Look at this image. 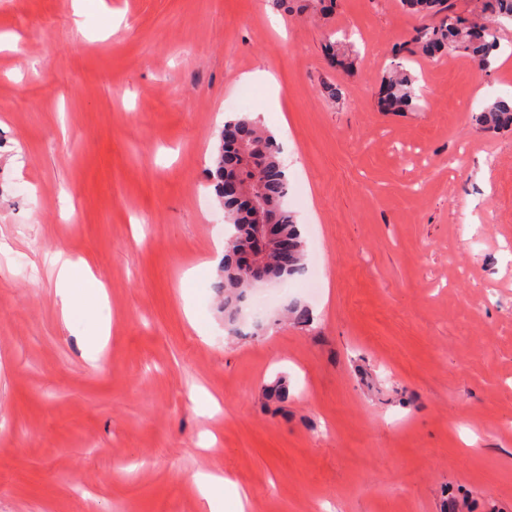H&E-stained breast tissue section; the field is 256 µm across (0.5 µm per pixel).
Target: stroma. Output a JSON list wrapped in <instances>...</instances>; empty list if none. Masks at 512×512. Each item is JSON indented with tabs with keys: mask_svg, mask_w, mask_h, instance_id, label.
Listing matches in <instances>:
<instances>
[{
	"mask_svg": "<svg viewBox=\"0 0 512 512\" xmlns=\"http://www.w3.org/2000/svg\"><path fill=\"white\" fill-rule=\"evenodd\" d=\"M306 2L0 0V512H203L206 469L250 512H512V131L464 110L512 94V23L481 70L402 59L399 0ZM399 65L419 111L381 107ZM248 72L306 259L232 333L207 169ZM58 251L106 285L91 320L61 318ZM110 335V325L101 323L95 327V335L85 347V358L95 367L101 363V356L106 344L107 336Z\"/></svg>",
	"mask_w": 512,
	"mask_h": 512,
	"instance_id": "35a3bbf8",
	"label": "stroma"
}]
</instances>
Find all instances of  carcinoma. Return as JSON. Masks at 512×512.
<instances>
[{
    "label": "carcinoma",
    "mask_w": 512,
    "mask_h": 512,
    "mask_svg": "<svg viewBox=\"0 0 512 512\" xmlns=\"http://www.w3.org/2000/svg\"><path fill=\"white\" fill-rule=\"evenodd\" d=\"M477 2L483 21L459 12L457 0H402L408 10L424 18V23L399 50L436 57L461 49L481 62L483 68H489V56L500 49L501 20L512 21V0ZM381 91V102L389 112L418 108L420 96L413 88L411 75L402 68L382 81ZM472 121L489 131L512 127V99L497 100L474 113ZM208 176L224 209V262L216 288L224 322L234 324L253 289V279L277 280L301 272L306 245L295 215L288 209V176L281 149L259 121L244 115L224 122ZM239 178L251 182V193L236 190L235 181ZM261 211L271 214L279 236L288 243V251L265 257L252 271L242 266L240 255L255 247L259 234L255 217Z\"/></svg>",
    "instance_id": "carcinoma-1"
}]
</instances>
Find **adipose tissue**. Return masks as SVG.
I'll return each mask as SVG.
<instances>
[{
    "mask_svg": "<svg viewBox=\"0 0 512 512\" xmlns=\"http://www.w3.org/2000/svg\"><path fill=\"white\" fill-rule=\"evenodd\" d=\"M52 263L57 267L56 295L64 322L89 314L94 305L106 300V286L87 262H75L57 254ZM193 481L207 512H247V490L231 483L222 473L199 471Z\"/></svg>",
    "mask_w": 512,
    "mask_h": 512,
    "instance_id": "ef3b65f1",
    "label": "adipose tissue"
}]
</instances>
